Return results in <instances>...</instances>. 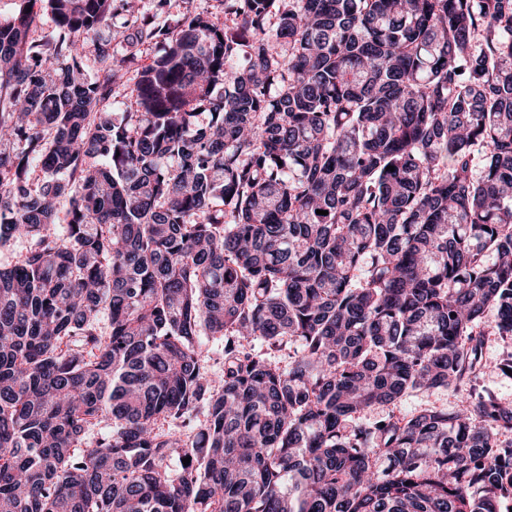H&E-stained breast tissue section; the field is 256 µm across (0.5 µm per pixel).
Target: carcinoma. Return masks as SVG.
Wrapping results in <instances>:
<instances>
[{"label": "carcinoma", "instance_id": "obj_1", "mask_svg": "<svg viewBox=\"0 0 512 512\" xmlns=\"http://www.w3.org/2000/svg\"><path fill=\"white\" fill-rule=\"evenodd\" d=\"M224 11L0 21V512H503L512 0ZM512 352V340L500 336H485L481 359L483 371L475 382L476 388L494 391L505 402L512 403V379L498 373V364ZM461 399V395H452L446 392L419 394L418 396L403 399L402 401L397 403L395 407H380L377 410H375V412L372 414L378 413L381 415H387L389 412L392 413V411L396 415L410 414L424 405H435L439 407H448V409H452L460 403Z\"/></svg>", "mask_w": 512, "mask_h": 512}]
</instances>
